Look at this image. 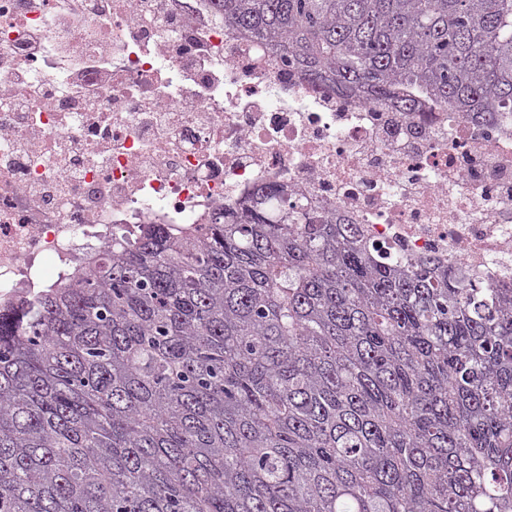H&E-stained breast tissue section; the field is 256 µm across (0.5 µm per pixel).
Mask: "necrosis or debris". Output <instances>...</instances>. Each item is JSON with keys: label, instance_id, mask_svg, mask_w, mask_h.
<instances>
[{"label": "necrosis or debris", "instance_id": "necrosis-or-debris-1", "mask_svg": "<svg viewBox=\"0 0 512 512\" xmlns=\"http://www.w3.org/2000/svg\"><path fill=\"white\" fill-rule=\"evenodd\" d=\"M275 182L384 259L512 285V113L316 86L212 0H0V309L135 224L195 227Z\"/></svg>", "mask_w": 512, "mask_h": 512}]
</instances>
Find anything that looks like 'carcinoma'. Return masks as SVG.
Instances as JSON below:
<instances>
[{"label": "carcinoma", "mask_w": 512, "mask_h": 512, "mask_svg": "<svg viewBox=\"0 0 512 512\" xmlns=\"http://www.w3.org/2000/svg\"><path fill=\"white\" fill-rule=\"evenodd\" d=\"M318 85L512 113V0H214ZM0 512H512V288L278 184L0 311Z\"/></svg>", "instance_id": "cac0c4a2"}]
</instances>
